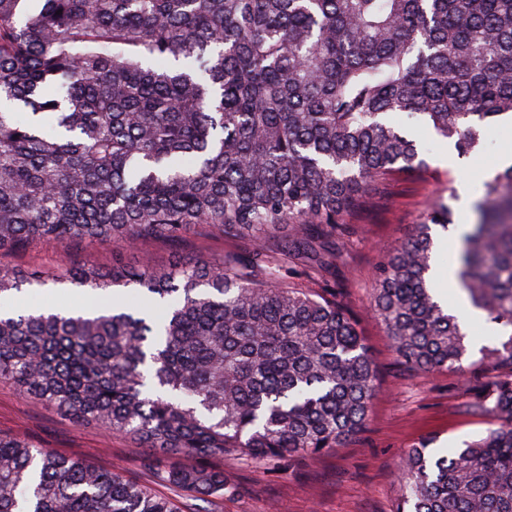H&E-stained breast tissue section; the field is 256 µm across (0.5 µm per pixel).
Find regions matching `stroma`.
<instances>
[{"label": "stroma", "mask_w": 512, "mask_h": 512, "mask_svg": "<svg viewBox=\"0 0 512 512\" xmlns=\"http://www.w3.org/2000/svg\"><path fill=\"white\" fill-rule=\"evenodd\" d=\"M415 135L426 148L425 172L392 176L373 193L369 210L354 217L331 244L327 272L301 270L285 280L292 288H334L337 301L357 317L378 366L379 393L366 429L337 453L307 458L283 473L232 454L212 459V466L223 469L227 488L212 503L211 512H396L399 462L408 448L431 436L435 448L445 453L485 432V418L466 410L468 381L454 373L410 376L397 370L386 329L370 299L376 266L387 250L406 241L417 216L430 204L451 199L455 224H473V203L483 182L479 170L493 165L502 149L512 144V123L496 129L483 150L463 158L430 131L419 129ZM238 247V242L203 232L176 245L147 240L123 250L108 241L33 243L22 250L0 251V266L41 280V287L25 295L26 304L75 308L82 288L44 281L47 272L63 262L106 268L118 256L127 266L149 258L163 267L201 256L216 258ZM0 433L23 436L55 453L120 471L181 502L190 500L189 494L159 481L144 466L146 451L137 441L74 423L7 383L0 384Z\"/></svg>", "instance_id": "stroma-1"}]
</instances>
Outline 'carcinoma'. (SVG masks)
<instances>
[{
    "label": "carcinoma",
    "instance_id": "cac0c4a2",
    "mask_svg": "<svg viewBox=\"0 0 512 512\" xmlns=\"http://www.w3.org/2000/svg\"><path fill=\"white\" fill-rule=\"evenodd\" d=\"M61 14H56V11ZM401 113L460 156L512 114V0H0V250L209 230L249 248L189 264H64L55 283L112 296L94 317L0 311V382L132 438L173 499L88 460L0 434V512H208L224 471L162 468L226 452L257 465L337 451L366 427L376 365L336 299L286 288L300 255L422 172ZM462 236V290L508 339L481 348L470 411L491 420L448 455L401 460L397 512H512V165L484 181ZM424 211L375 273L397 364L467 376L463 314L434 288ZM44 285L0 267V295Z\"/></svg>",
    "mask_w": 512,
    "mask_h": 512
}]
</instances>
